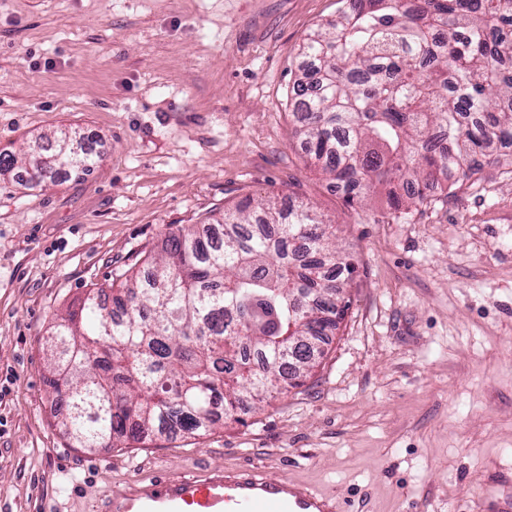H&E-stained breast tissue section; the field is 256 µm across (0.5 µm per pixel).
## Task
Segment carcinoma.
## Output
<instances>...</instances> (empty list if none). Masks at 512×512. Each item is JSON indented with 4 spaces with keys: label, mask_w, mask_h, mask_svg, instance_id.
Instances as JSON below:
<instances>
[{
    "label": "carcinoma",
    "mask_w": 512,
    "mask_h": 512,
    "mask_svg": "<svg viewBox=\"0 0 512 512\" xmlns=\"http://www.w3.org/2000/svg\"><path fill=\"white\" fill-rule=\"evenodd\" d=\"M338 20L307 38L294 85L295 131L331 184L364 209L389 187L398 218L431 199L440 170L463 184L512 145V0H345ZM39 146L52 160L30 178L85 174L98 156ZM223 232L170 230L147 276L122 273L61 316L68 348L47 367L65 386L72 448H128L150 435H202L314 368L312 349L342 317L336 276L355 267L336 225L313 207L246 197L224 209ZM112 297V309L99 300ZM297 346L288 357V337Z\"/></svg>",
    "instance_id": "1"
}]
</instances>
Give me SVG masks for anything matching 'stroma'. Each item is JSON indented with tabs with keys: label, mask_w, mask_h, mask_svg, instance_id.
Returning <instances> with one entry per match:
<instances>
[{
	"label": "stroma",
	"mask_w": 512,
	"mask_h": 512,
	"mask_svg": "<svg viewBox=\"0 0 512 512\" xmlns=\"http://www.w3.org/2000/svg\"><path fill=\"white\" fill-rule=\"evenodd\" d=\"M343 0H0V151L96 137L81 177L0 176V512H96L127 479L243 466L344 512H497L512 493V146L396 218L346 206L291 135L299 47ZM314 207L357 272L301 386L196 438L70 447L45 373L58 314L169 225L243 197Z\"/></svg>",
	"instance_id": "obj_1"
}]
</instances>
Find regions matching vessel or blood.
Here are the masks:
<instances>
[{
    "instance_id": "1",
    "label": "vessel or blood",
    "mask_w": 512,
    "mask_h": 512,
    "mask_svg": "<svg viewBox=\"0 0 512 512\" xmlns=\"http://www.w3.org/2000/svg\"><path fill=\"white\" fill-rule=\"evenodd\" d=\"M100 512H337L335 497L255 467L149 481L130 477Z\"/></svg>"
}]
</instances>
